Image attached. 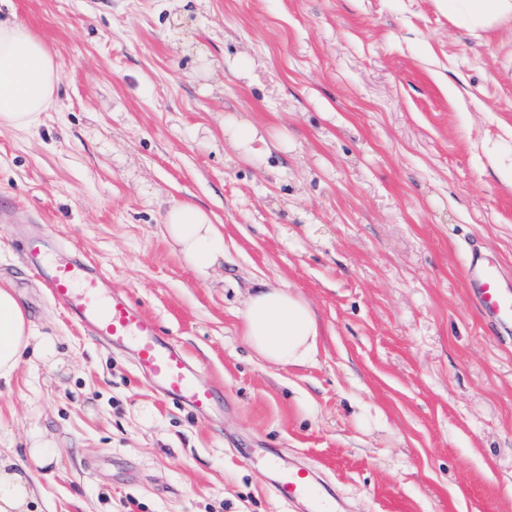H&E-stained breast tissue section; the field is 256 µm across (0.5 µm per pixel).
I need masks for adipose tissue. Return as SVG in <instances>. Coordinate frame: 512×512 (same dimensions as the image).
<instances>
[{
	"mask_svg": "<svg viewBox=\"0 0 512 512\" xmlns=\"http://www.w3.org/2000/svg\"><path fill=\"white\" fill-rule=\"evenodd\" d=\"M457 27L478 35L512 28V0H435ZM60 65L33 33L14 19H0V129L36 127L55 105ZM164 231L180 259L209 277L224 260V233L199 207L178 204L167 213ZM243 336L262 360L282 366L307 364L318 350L320 328L310 304L287 287L265 285L248 299ZM54 353L50 336L32 328L13 288L0 285V387H10L20 364ZM60 449L32 433L28 458L0 452V512H30L37 485L35 469L51 465Z\"/></svg>",
	"mask_w": 512,
	"mask_h": 512,
	"instance_id": "obj_1",
	"label": "adipose tissue"
}]
</instances>
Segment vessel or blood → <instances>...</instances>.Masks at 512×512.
<instances>
[{"label":"vessel or blood","instance_id":"1","mask_svg":"<svg viewBox=\"0 0 512 512\" xmlns=\"http://www.w3.org/2000/svg\"><path fill=\"white\" fill-rule=\"evenodd\" d=\"M30 258L72 320L107 349L129 354L136 372L147 377L161 397L196 413L212 407L214 393L199 384L198 366L129 295L64 254L47 260L36 246ZM464 277L470 296L496 317L498 325L512 323V282L504 281L498 264L472 254ZM271 470L276 475L272 490L281 502L306 506L307 512H335L336 493L330 483L317 479L314 470L277 464Z\"/></svg>","mask_w":512,"mask_h":512}]
</instances>
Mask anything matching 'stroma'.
Instances as JSON below:
<instances>
[{
  "label": "stroma",
  "instance_id": "35a3bbf8",
  "mask_svg": "<svg viewBox=\"0 0 512 512\" xmlns=\"http://www.w3.org/2000/svg\"><path fill=\"white\" fill-rule=\"evenodd\" d=\"M61 65L55 110L0 130V285L47 362L0 390V433L56 440L32 512H288L250 449L313 466L339 512H512V331L489 333L472 248L512 277V31L434 0H0ZM254 126L259 157L233 145ZM188 203L224 232L201 278L163 235ZM108 275L199 366L223 409L165 401L27 267ZM305 298L303 367L257 358L256 284Z\"/></svg>",
  "mask_w": 512,
  "mask_h": 512
}]
</instances>
